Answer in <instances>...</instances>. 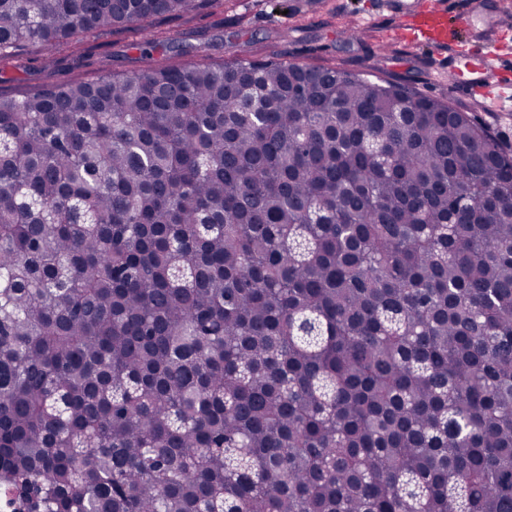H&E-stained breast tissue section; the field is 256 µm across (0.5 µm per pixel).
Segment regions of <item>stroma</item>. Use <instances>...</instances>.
Instances as JSON below:
<instances>
[{"instance_id": "35a3bbf8", "label": "stroma", "mask_w": 512, "mask_h": 512, "mask_svg": "<svg viewBox=\"0 0 512 512\" xmlns=\"http://www.w3.org/2000/svg\"><path fill=\"white\" fill-rule=\"evenodd\" d=\"M396 0H224L185 19H155L145 28L87 34L76 49L26 45L0 62V91L9 93L45 81L97 79L103 68L183 63V56L154 53L141 59L136 42L159 32L179 47H198V60L221 62L249 50L251 57L277 55L312 66L344 67L376 81L403 82L468 113L512 151V111L485 112L478 89L449 84L455 62L444 47L414 41L402 29ZM359 31L356 41L346 30Z\"/></svg>"}]
</instances>
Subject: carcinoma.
Instances as JSON below:
<instances>
[{
	"instance_id": "1",
	"label": "carcinoma",
	"mask_w": 512,
	"mask_h": 512,
	"mask_svg": "<svg viewBox=\"0 0 512 512\" xmlns=\"http://www.w3.org/2000/svg\"><path fill=\"white\" fill-rule=\"evenodd\" d=\"M221 5L0 0V62ZM0 479L39 512H512V157L275 59L0 95Z\"/></svg>"
}]
</instances>
